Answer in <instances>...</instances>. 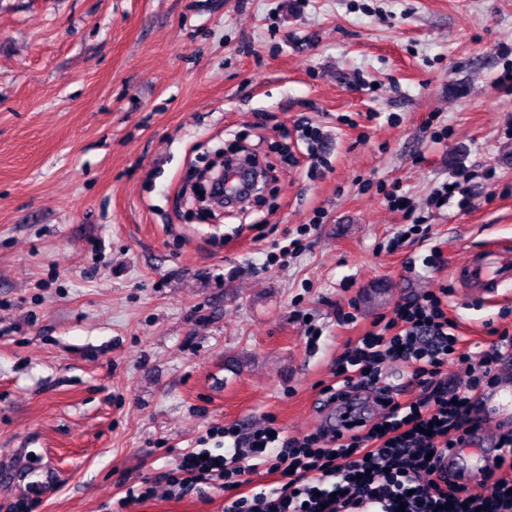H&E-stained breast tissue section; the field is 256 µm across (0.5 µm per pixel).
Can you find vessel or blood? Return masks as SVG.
<instances>
[{"instance_id": "1", "label": "vessel or blood", "mask_w": 512, "mask_h": 512, "mask_svg": "<svg viewBox=\"0 0 512 512\" xmlns=\"http://www.w3.org/2000/svg\"><path fill=\"white\" fill-rule=\"evenodd\" d=\"M469 296L495 300L502 286L512 281V250L487 242L475 247L469 261L456 271Z\"/></svg>"}]
</instances>
